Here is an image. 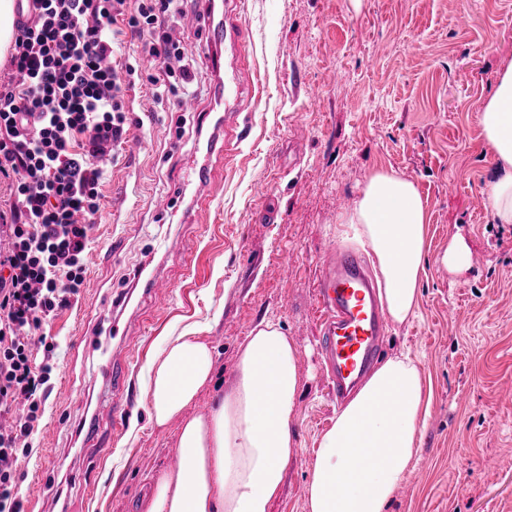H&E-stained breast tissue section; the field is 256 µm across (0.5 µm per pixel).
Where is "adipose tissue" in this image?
Wrapping results in <instances>:
<instances>
[{
  "instance_id": "1",
  "label": "adipose tissue",
  "mask_w": 512,
  "mask_h": 512,
  "mask_svg": "<svg viewBox=\"0 0 512 512\" xmlns=\"http://www.w3.org/2000/svg\"><path fill=\"white\" fill-rule=\"evenodd\" d=\"M478 121L499 166L484 194L494 221L512 224V64ZM342 221L354 226L373 255L389 319L413 317L427 258V214L414 183L392 172L373 173ZM297 359L279 324L260 323L239 349L232 390L208 414L192 416L189 408L214 381L213 351L191 329L168 341L148 372L147 412L159 429L180 419L181 463L157 476L143 512H270L286 468L299 455L291 433L300 389ZM425 415L416 363L404 354L386 360L320 435L305 486L308 512H386L411 467Z\"/></svg>"
}]
</instances>
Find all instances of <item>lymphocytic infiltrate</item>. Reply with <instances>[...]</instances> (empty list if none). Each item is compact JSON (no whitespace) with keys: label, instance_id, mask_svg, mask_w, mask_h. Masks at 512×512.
<instances>
[{"label":"lymphocytic infiltrate","instance_id":"f902f5d3","mask_svg":"<svg viewBox=\"0 0 512 512\" xmlns=\"http://www.w3.org/2000/svg\"><path fill=\"white\" fill-rule=\"evenodd\" d=\"M181 0H27L0 77V178L15 202L0 220L11 242L0 252V512H22L15 487L16 443L31 437L53 367L28 343L45 318L66 307L85 281L83 255L100 211L104 172L130 129L126 95L152 86L181 99L192 75L172 40ZM144 37L159 61L143 74L125 51Z\"/></svg>","mask_w":512,"mask_h":512}]
</instances>
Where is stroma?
<instances>
[{"label": "stroma", "instance_id": "stroma-1", "mask_svg": "<svg viewBox=\"0 0 512 512\" xmlns=\"http://www.w3.org/2000/svg\"><path fill=\"white\" fill-rule=\"evenodd\" d=\"M177 30L190 53L183 112L148 88L127 95L130 135L108 159L101 214L84 254L86 282L43 322L54 370L31 447L18 451L23 512H142L155 477L179 455L180 420L152 427L145 377L165 342L194 325L213 349L215 380L189 412L206 414L236 380L238 351L262 321L296 345L301 448L270 512H306L321 433L336 417L321 355L319 274L367 178L393 171L428 215L414 319L389 324L384 357L414 358L429 401L413 462L387 512H512V224L483 194L496 172L478 111L512 63V0H235L216 10L252 37L241 83L229 43L196 35L193 0ZM221 52L223 73L206 58ZM246 120L237 150H210ZM206 169L216 198L198 217ZM466 269L443 257L453 241ZM291 274H284V266ZM167 283L150 293L148 281ZM127 366L112 391L102 346Z\"/></svg>", "mask_w": 512, "mask_h": 512}]
</instances>
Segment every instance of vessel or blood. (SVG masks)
<instances>
[{
  "mask_svg": "<svg viewBox=\"0 0 512 512\" xmlns=\"http://www.w3.org/2000/svg\"><path fill=\"white\" fill-rule=\"evenodd\" d=\"M317 288L330 392L340 402L369 374L383 351L385 311L362 256L352 249H337Z\"/></svg>",
  "mask_w": 512,
  "mask_h": 512,
  "instance_id": "vessel-or-blood-1",
  "label": "vessel or blood"
}]
</instances>
